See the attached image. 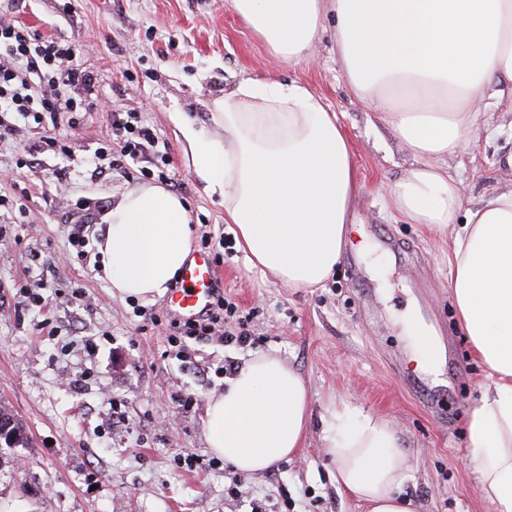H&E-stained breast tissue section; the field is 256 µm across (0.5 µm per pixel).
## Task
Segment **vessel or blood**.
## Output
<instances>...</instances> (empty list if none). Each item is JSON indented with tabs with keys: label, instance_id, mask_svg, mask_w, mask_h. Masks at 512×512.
<instances>
[{
	"label": "vessel or blood",
	"instance_id": "b4317fda",
	"mask_svg": "<svg viewBox=\"0 0 512 512\" xmlns=\"http://www.w3.org/2000/svg\"><path fill=\"white\" fill-rule=\"evenodd\" d=\"M217 277L211 255L194 252L183 267L179 287L171 289L167 296L168 310L183 320H193L204 314L211 307Z\"/></svg>",
	"mask_w": 512,
	"mask_h": 512
}]
</instances>
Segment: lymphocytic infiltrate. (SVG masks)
I'll return each mask as SVG.
<instances>
[{
  "label": "lymphocytic infiltrate",
  "instance_id": "1",
  "mask_svg": "<svg viewBox=\"0 0 512 512\" xmlns=\"http://www.w3.org/2000/svg\"><path fill=\"white\" fill-rule=\"evenodd\" d=\"M78 50L69 42L45 39L13 22L0 18V112L14 114L16 123L0 122V141L14 138L19 122H31L44 129L59 113H67L69 128H77L78 114L87 101L99 98L94 75L77 60ZM112 129L123 142L122 159L113 162V170L124 167L125 158H136L144 143L153 138L151 130L139 125L135 114L119 110L112 113ZM152 324H165L172 344L185 346L216 331H223L228 344L249 345L254 341L247 321L236 318L232 302L223 291H216L211 309L196 320L161 322L151 316ZM234 330H227V322Z\"/></svg>",
  "mask_w": 512,
  "mask_h": 512
}]
</instances>
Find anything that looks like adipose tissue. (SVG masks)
<instances>
[{
    "mask_svg": "<svg viewBox=\"0 0 512 512\" xmlns=\"http://www.w3.org/2000/svg\"><path fill=\"white\" fill-rule=\"evenodd\" d=\"M275 58L309 59L326 18L351 92L383 114L416 163L386 188L407 224L448 234L458 323L487 368L467 418V456L494 512H512V188L464 209V188L439 161L471 138L483 102L512 84V0H231ZM223 138L185 122L192 165L250 264L291 288L333 274L357 223L358 179L337 115L302 83L244 78L211 102ZM98 244L113 291L163 295L190 254L187 204L160 184L128 189L102 215ZM311 416L305 380L278 355L253 356L212 397L210 452L262 472L302 448ZM336 484L366 512H416L404 443L359 407L332 412L321 439Z\"/></svg>",
    "mask_w": 512,
    "mask_h": 512,
    "instance_id": "obj_1",
    "label": "adipose tissue"
}]
</instances>
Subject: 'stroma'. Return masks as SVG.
Instances as JSON below:
<instances>
[{
    "mask_svg": "<svg viewBox=\"0 0 512 512\" xmlns=\"http://www.w3.org/2000/svg\"><path fill=\"white\" fill-rule=\"evenodd\" d=\"M0 14L41 36L78 45L103 97L136 113L155 139L129 162L128 175L92 176L86 163L102 147L120 155L111 113L80 116L70 158L44 154L21 167L24 146L43 136L0 142V404L27 429L29 443L0 442V512H362L339 491L319 448L322 417L351 405L390 420L401 434L410 478L405 494L421 512H492L478 489L465 448L466 419L487 371L460 333L448 265L449 236L392 219L386 186L415 163L379 112L354 98L323 32L313 58L288 64L272 57L228 0H0ZM268 75L308 83L336 112L356 168V211L335 275L320 288L296 290L266 279L238 247L224 203L208 196L186 152L180 115L214 136L209 105L243 78ZM512 86L489 100L479 130L451 174L473 205L512 185ZM69 166L65 179L53 169ZM185 199L193 217L192 250L211 235L219 285L246 317L257 342L238 346L211 336L172 347L161 297L114 294L97 255L102 214L127 188L157 183ZM87 227L85 255L67 249L70 225ZM78 287L84 305L19 304L15 291L43 284ZM417 312L433 327V345L451 353L442 384L419 370L400 319ZM97 349L87 352V340ZM279 355L305 379L312 419L291 460L261 473L213 469L203 420L223 391L225 361ZM191 404L174 402V395ZM196 460L193 469L181 458ZM236 495H229V486Z\"/></svg>",
    "mask_w": 512,
    "mask_h": 512,
    "instance_id": "35a3bbf8",
    "label": "stroma"
}]
</instances>
